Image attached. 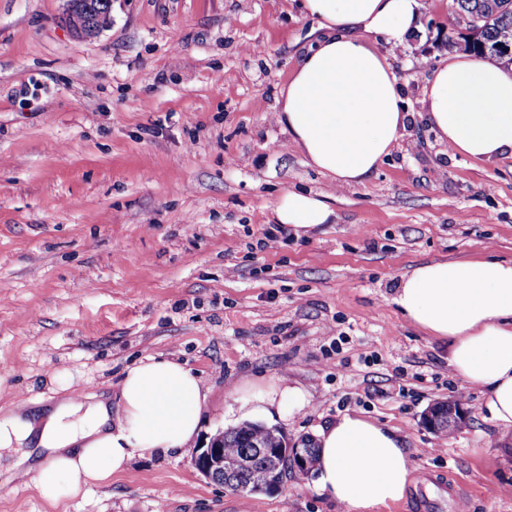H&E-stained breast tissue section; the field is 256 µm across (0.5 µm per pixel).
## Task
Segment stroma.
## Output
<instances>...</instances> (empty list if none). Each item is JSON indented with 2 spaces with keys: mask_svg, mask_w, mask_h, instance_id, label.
Instances as JSON below:
<instances>
[{
  "mask_svg": "<svg viewBox=\"0 0 512 512\" xmlns=\"http://www.w3.org/2000/svg\"><path fill=\"white\" fill-rule=\"evenodd\" d=\"M421 4L390 58L406 126L367 180L339 187L273 119L320 35L293 0H112L85 39L65 0H0V407L173 357L208 391L204 448L236 427L237 386L284 376L309 394L268 421L288 438L347 412L402 437L406 494L376 512H512V428L393 302L419 264L512 260V159L451 154L425 119L453 17L450 0ZM290 190L326 194L336 218L262 247ZM460 391L468 418L439 446L422 416ZM0 512L344 509L311 477L236 494L191 454L158 452L56 506L30 480L0 484Z\"/></svg>",
  "mask_w": 512,
  "mask_h": 512,
  "instance_id": "1",
  "label": "stroma"
}]
</instances>
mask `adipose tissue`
<instances>
[{"mask_svg":"<svg viewBox=\"0 0 512 512\" xmlns=\"http://www.w3.org/2000/svg\"><path fill=\"white\" fill-rule=\"evenodd\" d=\"M299 8L327 33L282 89L275 120L319 172L340 185L363 182L389 154L406 119L387 54L363 37L403 45L419 27L421 4L300 0ZM425 104L449 151L485 162L512 158V71L469 54L450 56L429 79ZM275 216L304 234L331 223L334 212L323 193L291 190ZM393 301L407 321L447 340L449 366L485 389L491 417L512 426V260L420 264L400 275ZM206 399L190 369L148 356L127 369L116 392L63 397L45 411L23 402L0 407L5 472L32 475L38 493L59 503L109 481L134 457L190 451ZM308 403L303 389L280 380L253 394L241 416L291 414ZM317 438V488L345 512H373L403 498L410 462L393 430L346 414L319 427Z\"/></svg>","mask_w":512,"mask_h":512,"instance_id":"obj_1","label":"adipose tissue"}]
</instances>
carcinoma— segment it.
<instances>
[{"instance_id": "1", "label": "carcinoma", "mask_w": 512, "mask_h": 512, "mask_svg": "<svg viewBox=\"0 0 512 512\" xmlns=\"http://www.w3.org/2000/svg\"><path fill=\"white\" fill-rule=\"evenodd\" d=\"M454 33L448 34V49L469 52L481 59L510 64L512 57L494 46H512V0H452ZM459 403H441L435 416L433 432L448 433L456 426ZM283 436L275 429L258 423H247L222 433L224 453L254 456L258 448H278ZM288 469L261 459L252 467L220 479L224 488L235 493L252 494L272 481L280 482Z\"/></svg>"}]
</instances>
